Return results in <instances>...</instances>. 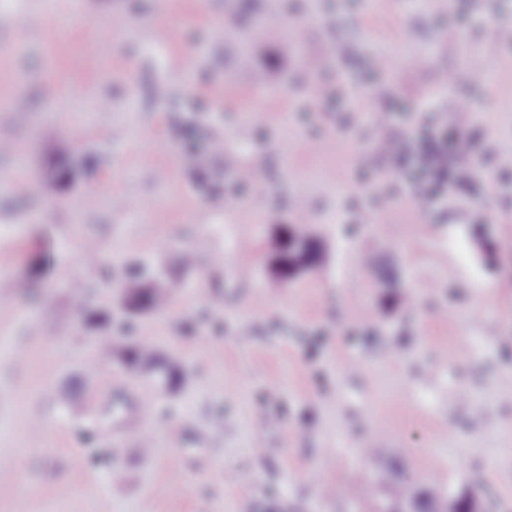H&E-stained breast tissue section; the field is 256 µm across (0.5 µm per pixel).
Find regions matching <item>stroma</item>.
<instances>
[{
  "label": "stroma",
  "mask_w": 512,
  "mask_h": 512,
  "mask_svg": "<svg viewBox=\"0 0 512 512\" xmlns=\"http://www.w3.org/2000/svg\"><path fill=\"white\" fill-rule=\"evenodd\" d=\"M257 6L281 33L266 44L260 85L224 38V0H0V106L20 93L29 104L19 120L0 109V137L19 146L0 159V272L22 275L47 247L56 259L41 303L0 300V512H250L254 500L269 512H374L373 499L323 490L385 475L472 486L484 512H512V352L499 345L512 336V44L488 49L497 25L512 23V0ZM161 16L179 18L184 36L159 50ZM91 23L112 31L111 55L87 39ZM452 32L470 52L449 48ZM297 44L334 56L324 81L347 104L390 59L386 83L400 95L469 96L474 185L449 193L447 212L403 197L356 225L397 178L358 168L376 129L304 111L312 76L291 53ZM418 46L421 61L402 64ZM190 66L198 78L187 79ZM474 71L488 83L471 85ZM191 128L224 135L232 152L183 170L177 141ZM59 158L85 169L45 223L32 222L38 193L10 185L36 183ZM241 159L269 183L261 204L207 192ZM310 175L314 220L301 231L325 258L278 284L275 227L291 220ZM243 239L249 275L213 276V257L236 254ZM88 240L99 265L80 259ZM139 266L170 287L168 308L137 316L135 333L180 358L173 387L118 360L95 367L99 331L74 316L69 280L114 315L119 275ZM500 276L510 287L473 311ZM418 282L432 288L406 309L392 286ZM260 296L269 308L251 312ZM143 387L158 440L148 457L128 452L123 428ZM42 482L51 494L33 493Z\"/></svg>",
  "instance_id": "1"
}]
</instances>
